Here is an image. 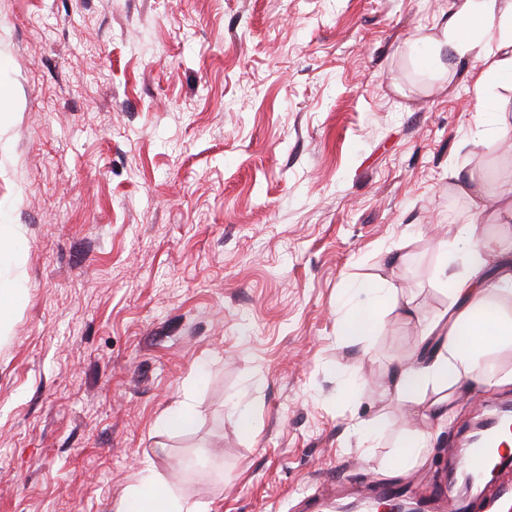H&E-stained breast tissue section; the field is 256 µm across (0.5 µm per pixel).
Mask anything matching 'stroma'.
<instances>
[{
    "mask_svg": "<svg viewBox=\"0 0 512 512\" xmlns=\"http://www.w3.org/2000/svg\"><path fill=\"white\" fill-rule=\"evenodd\" d=\"M451 0H0V512H118L153 471L211 512L431 495L475 387L413 468L380 381L451 301L438 243H512V83L432 60ZM483 178L494 208L458 185ZM404 258L389 265L390 252ZM188 431L157 421L184 397ZM248 411L250 431L239 426ZM386 422L360 450L356 420Z\"/></svg>",
    "mask_w": 512,
    "mask_h": 512,
    "instance_id": "stroma-1",
    "label": "stroma"
}]
</instances>
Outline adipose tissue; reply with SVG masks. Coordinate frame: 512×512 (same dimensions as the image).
<instances>
[{
	"label": "adipose tissue",
	"instance_id": "obj_1",
	"mask_svg": "<svg viewBox=\"0 0 512 512\" xmlns=\"http://www.w3.org/2000/svg\"><path fill=\"white\" fill-rule=\"evenodd\" d=\"M432 44L436 56L480 60L476 87L511 81L512 0H452L448 19ZM440 250L459 260L458 265L444 263L439 268L441 278L451 285L452 298L441 315L420 317L394 285L383 281L372 288L368 305L337 328L346 341L367 335L374 328L375 311L384 306L416 319L420 327L418 350L393 366L382 387L384 395L422 420L421 427L405 432L398 454L404 469L416 462L433 428L447 420L449 395L508 381L489 354L512 346V244L481 239L474 225L462 224ZM124 507V512H209L202 504L173 496L151 475L127 488Z\"/></svg>",
	"mask_w": 512,
	"mask_h": 512
}]
</instances>
